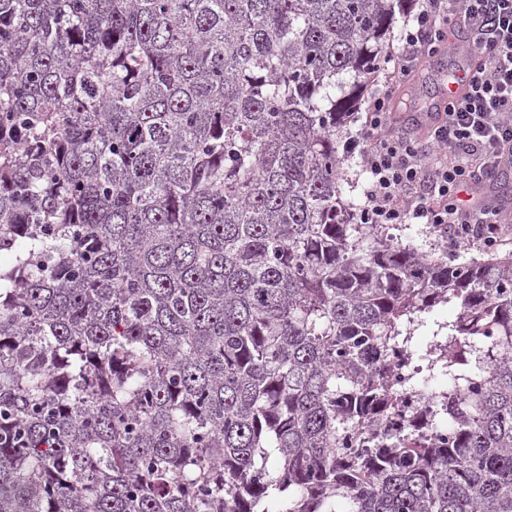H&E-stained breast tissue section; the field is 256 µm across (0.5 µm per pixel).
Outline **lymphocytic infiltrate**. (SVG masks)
Here are the masks:
<instances>
[{"mask_svg": "<svg viewBox=\"0 0 512 512\" xmlns=\"http://www.w3.org/2000/svg\"><path fill=\"white\" fill-rule=\"evenodd\" d=\"M462 15L475 44L468 91L414 125L394 116L393 94L410 83L424 53L447 47L443 24ZM381 89L369 99L360 141L368 183L366 224L430 225L456 246L500 240L507 213L483 193L512 167V0H425L397 35Z\"/></svg>", "mask_w": 512, "mask_h": 512, "instance_id": "1", "label": "lymphocytic infiltrate"}]
</instances>
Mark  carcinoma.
Listing matches in <instances>:
<instances>
[{"mask_svg":"<svg viewBox=\"0 0 512 512\" xmlns=\"http://www.w3.org/2000/svg\"><path fill=\"white\" fill-rule=\"evenodd\" d=\"M409 2L0 0V512H512V252L342 199ZM390 362L392 376L403 397L401 426L411 422L420 412H426L432 418L440 417L437 402L413 386V381L421 368V362L415 353L404 349L393 355Z\"/></svg>","mask_w":512,"mask_h":512,"instance_id":"cac0c4a2","label":"carcinoma"}]
</instances>
